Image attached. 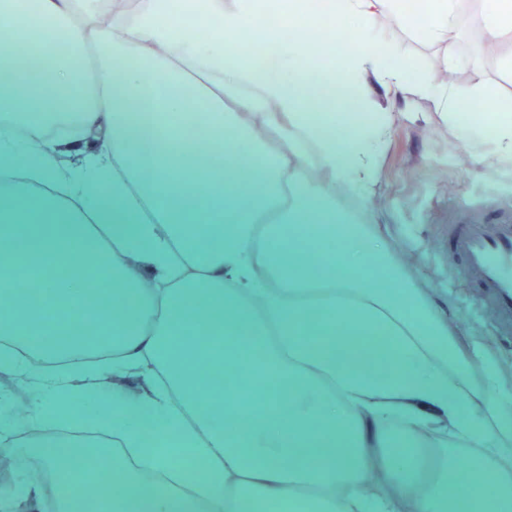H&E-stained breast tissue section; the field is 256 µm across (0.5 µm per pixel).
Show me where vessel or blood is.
Segmentation results:
<instances>
[{
    "mask_svg": "<svg viewBox=\"0 0 512 512\" xmlns=\"http://www.w3.org/2000/svg\"><path fill=\"white\" fill-rule=\"evenodd\" d=\"M448 251L454 277L468 284L501 336L512 335V203L452 202Z\"/></svg>",
    "mask_w": 512,
    "mask_h": 512,
    "instance_id": "vessel-or-blood-1",
    "label": "vessel or blood"
}]
</instances>
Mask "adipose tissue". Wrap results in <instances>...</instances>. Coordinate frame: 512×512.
Masks as SVG:
<instances>
[{"instance_id": "ef3b65f1", "label": "adipose tissue", "mask_w": 512, "mask_h": 512, "mask_svg": "<svg viewBox=\"0 0 512 512\" xmlns=\"http://www.w3.org/2000/svg\"><path fill=\"white\" fill-rule=\"evenodd\" d=\"M461 2L333 0L324 13L313 0L311 32L359 23L347 81L319 92L313 42L279 40L260 0H199L204 47L167 0L0 10V368L26 376L19 350L43 336L70 353L26 416L55 512H512V404L490 398L492 370L475 378L380 226L393 114L373 85L430 101L436 124L487 145L486 168L512 163V100L480 78L465 96L445 73L420 81L379 26L449 62L460 16L491 44L512 33V0ZM245 37L258 55L230 50ZM31 44L46 82L26 76ZM69 111L95 151L42 136ZM18 280L38 281L39 298ZM94 335L112 339V372L148 383L113 396L112 443L167 476L150 494L121 456L91 489L86 451L68 445L55 466L42 431L99 377L77 365Z\"/></svg>"}]
</instances>
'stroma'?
<instances>
[{
  "instance_id": "1",
  "label": "stroma",
  "mask_w": 512,
  "mask_h": 512,
  "mask_svg": "<svg viewBox=\"0 0 512 512\" xmlns=\"http://www.w3.org/2000/svg\"><path fill=\"white\" fill-rule=\"evenodd\" d=\"M476 33L462 31L456 43L459 65L452 75L457 90L470 89L476 75L496 83L512 97V82L503 80L496 53L478 52ZM401 60L419 77L428 78L442 65L441 52L406 33L398 34ZM397 120L387 154L382 182V206L387 232L400 246L413 275L429 284L436 307L461 332L476 364L491 365L497 375L493 397L512 398V343L498 336L491 318L474 303L472 292L448 276V205L457 198L485 197L512 200V167L487 171L475 147L448 139V131L433 124L428 103L396 100ZM42 378L31 371L27 378L0 370V433L16 444V452L0 459V485L26 477L34 461L26 448L30 431L19 422L21 411L41 392Z\"/></svg>"
}]
</instances>
